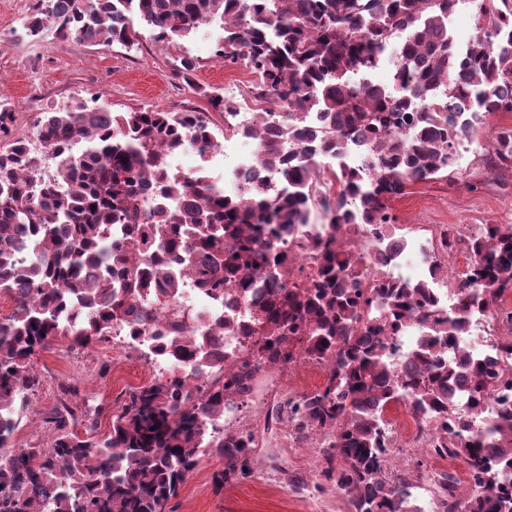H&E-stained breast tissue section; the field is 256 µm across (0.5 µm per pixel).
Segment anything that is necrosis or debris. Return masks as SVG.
<instances>
[{
  "label": "necrosis or debris",
  "mask_w": 512,
  "mask_h": 512,
  "mask_svg": "<svg viewBox=\"0 0 512 512\" xmlns=\"http://www.w3.org/2000/svg\"><path fill=\"white\" fill-rule=\"evenodd\" d=\"M274 172L260 164L255 156L225 158V191L243 194L251 186L275 181ZM320 225H310L308 232L292 233L280 231V250L294 254L297 262L290 275L293 283H304L313 270L310 258V246L315 233L320 232ZM445 225L431 224L422 234H402L382 236L376 234L374 225L347 224L343 227V238L349 250L359 256L364 272V285H372L377 279L404 281L419 275L420 272L432 276L433 297L441 309L454 308L457 291L452 274L443 273V265L450 256L444 245ZM184 308L190 309L197 317L210 324H220L224 334L220 338L224 350L225 364L247 358L250 354L248 339L241 332L242 324L247 321L242 292L236 288H225L224 299L220 302L201 300L197 288L192 283H185L182 290ZM168 327L167 318L157 319L154 326L142 331L141 335L132 336L127 331H120L112 339L113 344L139 354L147 361L148 373L152 376L168 375L179 372L188 376L191 383H204L209 371L205 366L179 361L162 352V335ZM508 330L494 320L475 316L471 320L469 336L462 339V346L473 347L476 354L495 361L502 360L501 344L507 339ZM267 370L276 372L269 390L278 402L303 393L310 392L316 383L323 381L327 372L325 364L301 360L290 364L268 362ZM387 429L391 448H409L417 452L426 451L432 445L437 431L433 428L420 427L413 415L411 405L397 403L386 413Z\"/></svg>",
  "instance_id": "obj_1"
}]
</instances>
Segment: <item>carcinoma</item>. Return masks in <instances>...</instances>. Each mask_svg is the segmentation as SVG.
Listing matches in <instances>:
<instances>
[{
    "label": "carcinoma",
    "instance_id": "obj_1",
    "mask_svg": "<svg viewBox=\"0 0 512 512\" xmlns=\"http://www.w3.org/2000/svg\"><path fill=\"white\" fill-rule=\"evenodd\" d=\"M461 4L475 37L464 51L448 28ZM170 42L218 26L214 58L258 75L253 98L274 104L252 114L246 136L280 185L250 188L255 201L227 198L199 171L173 172L167 158L188 145L220 148L208 117L193 111L112 113L72 101L43 113L34 136H10L13 112L0 104V512H170L169 502L207 455L224 460L212 484L252 476L255 432L201 444V418L224 413V396L244 377L224 371L215 337L224 326L180 320L163 351L206 364L203 387L171 374L128 388L98 432L102 407L60 387L42 418L47 435L13 449L18 411L42 385L32 356L53 345L69 350L107 342L112 327L147 326L156 311L181 314L180 283L213 300L224 288L247 298L254 355L291 361L331 359L322 388L276 405L299 439L332 435L317 485L343 493L351 512H420L411 473L391 471L383 414L408 400L415 415L442 421L428 455L462 464L474 494L455 499L451 477L437 495L444 512H512V403L477 427L487 399L512 390V363L489 365L470 354L448 359L471 318H497V299L512 293V224H487L478 235L448 231L450 251L474 258L457 311L445 315L431 282L383 281L376 309L358 287L361 265L336 236L339 224H376L391 233L388 201L410 186L454 171L466 138L448 115L461 102L476 134L494 112H512V0H36L25 21L30 37L50 23L61 39L124 46L139 41L134 19ZM389 61V85L370 73ZM198 59L184 53L174 75L213 109L235 103L194 83ZM324 124L311 130L308 113ZM366 142L368 186L347 168L332 172L337 199L321 202L331 232L313 241L315 278L305 288L282 280L290 258L275 250L270 225L298 229L315 205L306 161ZM300 146L285 153L284 143ZM491 172L512 170V129L486 158ZM409 319L424 332L410 368L391 370L385 337ZM84 432L76 431L77 425Z\"/></svg>",
    "mask_w": 512,
    "mask_h": 512
}]
</instances>
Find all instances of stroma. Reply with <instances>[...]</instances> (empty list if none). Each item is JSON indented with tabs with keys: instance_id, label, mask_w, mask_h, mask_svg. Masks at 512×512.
Segmentation results:
<instances>
[{
	"instance_id": "35a3bbf8",
	"label": "stroma",
	"mask_w": 512,
	"mask_h": 512,
	"mask_svg": "<svg viewBox=\"0 0 512 512\" xmlns=\"http://www.w3.org/2000/svg\"><path fill=\"white\" fill-rule=\"evenodd\" d=\"M34 0H0V102L14 114L11 133L31 135L42 113L81 98L112 112L140 108L168 111L194 110L208 115L216 137L224 135V116L208 99L174 77L172 65L182 53L200 61L197 84L219 91L224 97L246 104L251 98L252 72L242 64L214 60V42L206 30L174 42L154 39L141 27L139 45H98L75 39L60 40L54 31L40 39L25 36L23 24ZM512 128V112L488 117L476 144L460 153L459 174L413 186L392 199L390 211L401 224H512V171L504 176L486 172L484 159L500 128ZM111 346L70 351L58 345L32 358L41 374L44 391L33 405L49 412L59 398L60 385H73L80 398L102 405L100 431L111 425L110 410L122 392L144 381V362L125 358L121 368L99 379L97 367L111 359ZM222 462L204 458L171 502L173 512H349L345 497L330 489L310 505L298 486L314 483L318 468L308 463L302 449H288L278 436H263L253 457L250 478L233 482L215 493L212 474Z\"/></svg>"
}]
</instances>
